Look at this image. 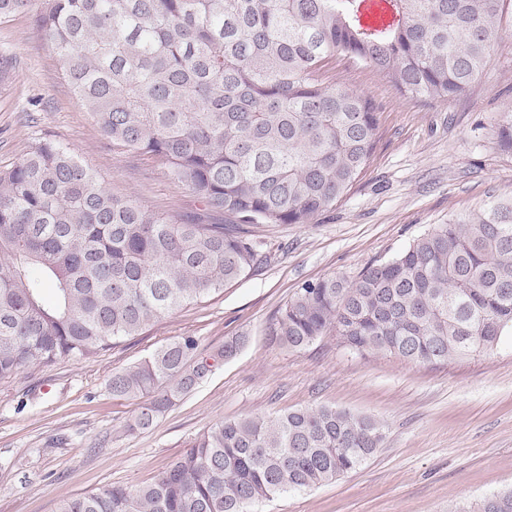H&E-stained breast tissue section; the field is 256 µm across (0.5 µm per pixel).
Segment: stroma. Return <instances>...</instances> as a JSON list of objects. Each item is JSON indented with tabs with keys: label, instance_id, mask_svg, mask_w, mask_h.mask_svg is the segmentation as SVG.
<instances>
[{
	"label": "stroma",
	"instance_id": "1",
	"mask_svg": "<svg viewBox=\"0 0 512 512\" xmlns=\"http://www.w3.org/2000/svg\"><path fill=\"white\" fill-rule=\"evenodd\" d=\"M502 40L462 97L437 103L401 93L368 68L335 75L375 103L381 138L336 205L309 224H258L268 261L257 272L177 309L144 334L86 361L62 359L0 382V512H56L61 500L121 484L137 488L220 420L273 417L321 405L375 418L384 439L336 482L259 504L258 512H467L512 488V336L493 350L441 363L363 356L325 336L301 350L269 326L303 283L355 278L393 259L434 225L512 199V153L495 139L512 107V0ZM50 139L69 147L117 197L166 218L221 224L154 158L112 145L72 93L31 15L0 23V170ZM213 350L243 338L145 431H127L140 400L113 396V372L181 336Z\"/></svg>",
	"mask_w": 512,
	"mask_h": 512
}]
</instances>
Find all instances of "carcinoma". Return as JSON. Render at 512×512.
I'll return each instance as SVG.
<instances>
[{
  "mask_svg": "<svg viewBox=\"0 0 512 512\" xmlns=\"http://www.w3.org/2000/svg\"><path fill=\"white\" fill-rule=\"evenodd\" d=\"M0 0V21L34 17L100 133L160 159L229 224L164 219L110 194L68 147L37 142L0 171V381L88 360L264 262L252 224H310L364 170L379 138L373 100L327 80L336 59L399 91L445 102L468 92L501 39L507 0ZM512 152V109L496 127ZM512 332V201L437 224L355 279L304 283L269 334L300 350L329 334L360 354L444 362ZM244 339L206 351L194 336L112 374L144 399L147 429ZM375 419L329 406L222 420L136 490L103 486L58 512H250L323 486L379 447ZM476 512H512V490Z\"/></svg>",
  "mask_w": 512,
  "mask_h": 512,
  "instance_id": "cac0c4a2",
  "label": "carcinoma"
}]
</instances>
